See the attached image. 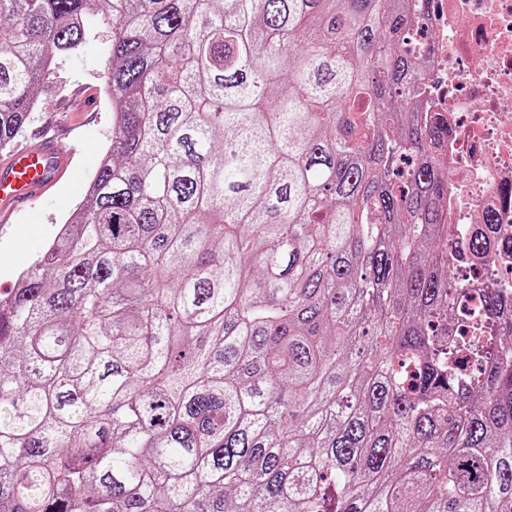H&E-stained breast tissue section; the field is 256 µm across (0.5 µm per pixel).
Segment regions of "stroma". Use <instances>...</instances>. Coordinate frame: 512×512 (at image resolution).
<instances>
[{"instance_id": "35a3bbf8", "label": "stroma", "mask_w": 512, "mask_h": 512, "mask_svg": "<svg viewBox=\"0 0 512 512\" xmlns=\"http://www.w3.org/2000/svg\"><path fill=\"white\" fill-rule=\"evenodd\" d=\"M109 48L108 28L93 25L80 48L61 56L37 90L35 109L17 145H26L43 132L68 125L72 132L62 144L76 147L79 155L71 177L52 197L27 206L16 224L0 230V292L12 288L19 272L47 249L59 225L83 200L109 145L112 105L105 93Z\"/></svg>"}]
</instances>
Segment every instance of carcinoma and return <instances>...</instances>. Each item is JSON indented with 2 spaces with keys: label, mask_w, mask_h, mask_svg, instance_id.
Here are the masks:
<instances>
[{
  "label": "carcinoma",
  "mask_w": 512,
  "mask_h": 512,
  "mask_svg": "<svg viewBox=\"0 0 512 512\" xmlns=\"http://www.w3.org/2000/svg\"><path fill=\"white\" fill-rule=\"evenodd\" d=\"M434 0H0V148L111 29L112 140L0 295V512H512V288L456 340Z\"/></svg>",
  "instance_id": "1"
}]
</instances>
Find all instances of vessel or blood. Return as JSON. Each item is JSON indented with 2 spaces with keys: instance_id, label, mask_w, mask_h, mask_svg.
<instances>
[{
  "instance_id": "b4317fda",
  "label": "vessel or blood",
  "mask_w": 512,
  "mask_h": 512,
  "mask_svg": "<svg viewBox=\"0 0 512 512\" xmlns=\"http://www.w3.org/2000/svg\"><path fill=\"white\" fill-rule=\"evenodd\" d=\"M72 161L55 133L0 157V223H14L22 209L51 196L68 177Z\"/></svg>"
}]
</instances>
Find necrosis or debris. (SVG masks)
<instances>
[{
    "mask_svg": "<svg viewBox=\"0 0 512 512\" xmlns=\"http://www.w3.org/2000/svg\"><path fill=\"white\" fill-rule=\"evenodd\" d=\"M428 24L436 33L425 58L431 105L448 117L447 222L459 237L487 214L511 238L512 0H437ZM460 268L469 287L456 303L461 315L472 308V289L512 280V257L492 269Z\"/></svg>",
    "mask_w": 512,
    "mask_h": 512,
    "instance_id": "4bbe7bcc",
    "label": "necrosis or debris"
}]
</instances>
